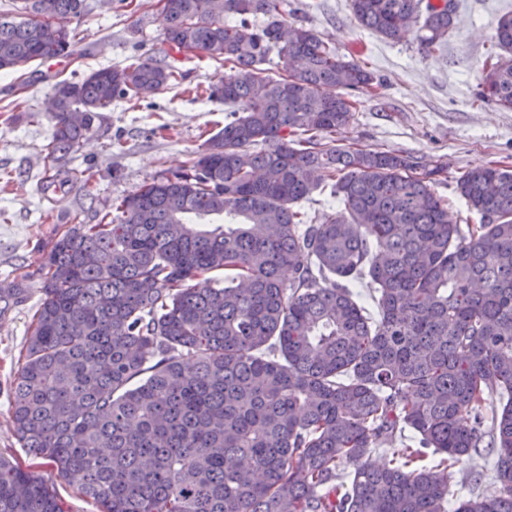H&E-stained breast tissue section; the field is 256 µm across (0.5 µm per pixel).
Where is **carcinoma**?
I'll return each instance as SVG.
<instances>
[{"instance_id": "carcinoma-1", "label": "carcinoma", "mask_w": 512, "mask_h": 512, "mask_svg": "<svg viewBox=\"0 0 512 512\" xmlns=\"http://www.w3.org/2000/svg\"><path fill=\"white\" fill-rule=\"evenodd\" d=\"M0 10V72L69 57L87 0ZM281 0H165V41L224 66L208 99L230 118L191 166L75 216L45 246L42 299L11 389L14 433L100 512H512V168L465 171L456 192L480 223H452L396 151L339 147L352 93L383 81ZM397 40L424 20L441 47L454 0H348ZM263 15L256 25L249 16ZM491 42L476 101L512 110V13ZM282 60L273 77L262 65ZM181 74L141 59L58 81L42 156L65 164L100 112ZM329 183L336 209L301 203ZM219 217L210 223L207 217ZM0 288V316L23 281ZM369 284L368 297L358 290ZM399 439L391 463L370 456ZM496 449L490 487L460 459ZM0 512H65L56 488L0 457ZM40 32L47 40H54L60 34L62 23L56 19L48 1H42L35 14Z\"/></svg>"}]
</instances>
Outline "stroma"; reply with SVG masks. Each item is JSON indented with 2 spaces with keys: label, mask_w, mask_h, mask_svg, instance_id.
Segmentation results:
<instances>
[{
  "label": "stroma",
  "mask_w": 512,
  "mask_h": 512,
  "mask_svg": "<svg viewBox=\"0 0 512 512\" xmlns=\"http://www.w3.org/2000/svg\"><path fill=\"white\" fill-rule=\"evenodd\" d=\"M77 27L76 53L58 69L31 63L0 75V288L16 269L27 272L28 300L0 317V456L53 485L67 512H98L97 505L58 475L50 461L20 448L10 413L9 392L28 322L40 303L42 247L57 227L89 210L79 184L43 191L42 149L51 133L48 119L34 122L61 80L77 81L91 71L125 66L149 56L164 59L187 78L138 102L118 100L102 112L92 136L70 168L100 188V201L135 191L144 181L190 166L205 140L224 126V106L192 94L216 83L224 69L204 55L170 48L148 0H88ZM512 0H456L454 25L441 49L424 52L414 25L398 40L362 28L347 0H282L280 17L313 29L338 54L367 64L385 86L360 93L354 122L338 130L337 145L411 154L420 165L442 164L434 190L450 201L448 214L460 224L478 223L455 191L464 171L501 161L512 166V111L473 106L479 68L499 17Z\"/></svg>",
  "instance_id": "stroma-1"
}]
</instances>
